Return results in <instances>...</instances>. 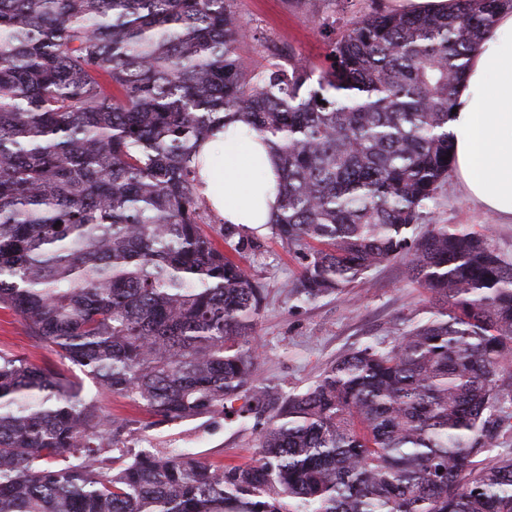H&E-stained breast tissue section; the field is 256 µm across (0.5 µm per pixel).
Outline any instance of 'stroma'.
Returning a JSON list of instances; mask_svg holds the SVG:
<instances>
[{"instance_id":"1","label":"stroma","mask_w":512,"mask_h":512,"mask_svg":"<svg viewBox=\"0 0 512 512\" xmlns=\"http://www.w3.org/2000/svg\"><path fill=\"white\" fill-rule=\"evenodd\" d=\"M241 20L255 34L239 54L253 66L267 61V46H292L313 64L324 63L329 52L311 12L293 0H236ZM436 224L485 234L512 260V223H499L467 199L454 179H447L419 231ZM252 273L264 285L266 300L255 334L261 346L258 379L292 393L312 385L340 355L367 346H387L408 325L428 319L433 308L428 291L406 272L403 260L374 270L365 287L339 295L306 301L289 292L302 270L298 258L279 240L267 238L261 255L249 261ZM0 350L23 356L36 366L52 365L68 372L55 351L36 345L24 322L0 308ZM83 388L97 396L103 410L118 421L134 422L150 450H188L207 464L222 467L257 460L259 434L251 425L203 416L192 420L160 422L159 418L123 395L99 391L90 377Z\"/></svg>"}]
</instances>
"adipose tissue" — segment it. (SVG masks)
<instances>
[{"mask_svg":"<svg viewBox=\"0 0 512 512\" xmlns=\"http://www.w3.org/2000/svg\"><path fill=\"white\" fill-rule=\"evenodd\" d=\"M448 129L454 170L463 193L501 223H512V0L496 16L469 56L457 86ZM227 130L202 147L223 148L220 164L202 167L201 193L225 223L264 233L279 209L276 158L267 143H254L241 158Z\"/></svg>","mask_w":512,"mask_h":512,"instance_id":"adipose-tissue-1","label":"adipose tissue"}]
</instances>
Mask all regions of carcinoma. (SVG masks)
Segmentation results:
<instances>
[{
    "instance_id": "1",
    "label": "carcinoma",
    "mask_w": 512,
    "mask_h": 512,
    "mask_svg": "<svg viewBox=\"0 0 512 512\" xmlns=\"http://www.w3.org/2000/svg\"><path fill=\"white\" fill-rule=\"evenodd\" d=\"M376 10L316 68L261 70L234 0H0V307L165 421L234 415L258 460L133 450L81 381L0 352V512H512V262L486 235L414 234L453 167L448 117L504 0ZM241 122L277 158L271 237L307 301L408 261L437 311L303 391L257 378L265 250L198 190ZM243 401L235 406L237 401Z\"/></svg>"
}]
</instances>
